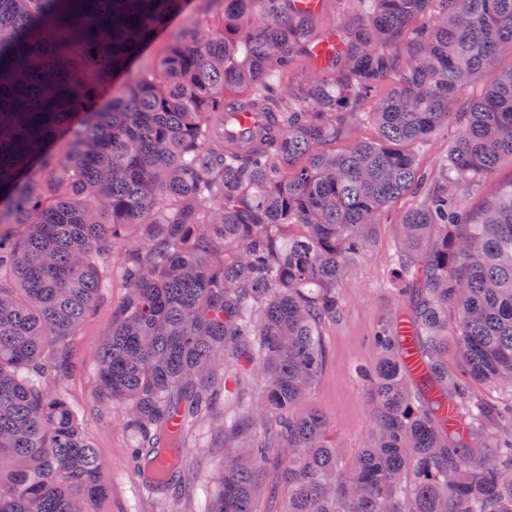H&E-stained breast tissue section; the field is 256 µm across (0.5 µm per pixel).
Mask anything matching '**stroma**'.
<instances>
[{
    "label": "stroma",
    "mask_w": 512,
    "mask_h": 512,
    "mask_svg": "<svg viewBox=\"0 0 512 512\" xmlns=\"http://www.w3.org/2000/svg\"><path fill=\"white\" fill-rule=\"evenodd\" d=\"M419 198L409 193L391 208L390 222L376 234L336 288L339 308L321 329L323 368L307 391L301 411L323 415L329 436L340 448L339 466H347L365 448L373 429L370 385L365 377L379 359L371 337L380 324L395 321L404 304L393 285L401 215ZM98 311L83 323L76 338L77 369L58 389L78 412L85 436L97 451L100 479L109 495L98 512H197L212 494L210 480L224 468V455L250 444L257 431L249 413L263 381L258 374L241 377L216 404L209 419L190 427L182 450L184 481L165 492L147 489L128 468L132 435L122 406L99 414L100 350L113 305L124 295L119 270H112Z\"/></svg>",
    "instance_id": "1"
}]
</instances>
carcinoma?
Wrapping results in <instances>:
<instances>
[{
    "instance_id": "1",
    "label": "carcinoma",
    "mask_w": 512,
    "mask_h": 512,
    "mask_svg": "<svg viewBox=\"0 0 512 512\" xmlns=\"http://www.w3.org/2000/svg\"><path fill=\"white\" fill-rule=\"evenodd\" d=\"M190 2L0 0V512H95L107 494L78 412L41 380L69 376L119 246L102 403L124 405L144 484H173L234 365L263 379V433L225 456L204 512H257L272 437L288 449L283 512H512V426L480 431L493 408L464 415L448 373L451 347L472 379L512 385V184L463 206L512 159V0H340L319 55L320 12L301 0H208L133 72ZM295 56L311 72L290 81ZM365 121L377 137L336 150ZM442 130L397 272L427 375L377 332L373 442L341 471L325 418L298 409L320 327ZM448 154V138L446 134L437 133L427 146L420 151L418 163L423 169L434 170L440 165L443 157Z\"/></svg>"
}]
</instances>
